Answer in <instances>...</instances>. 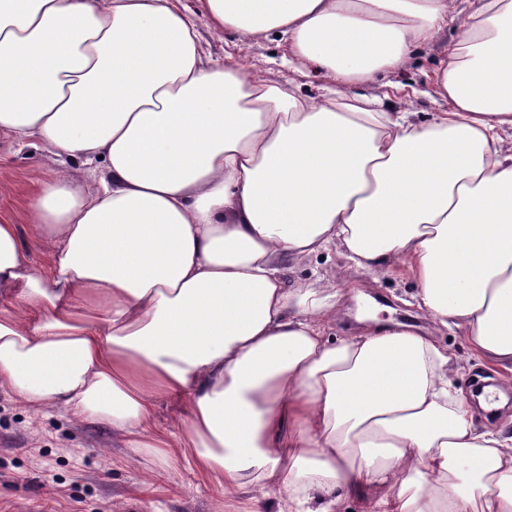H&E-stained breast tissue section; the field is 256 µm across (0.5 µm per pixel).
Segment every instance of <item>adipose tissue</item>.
Returning a JSON list of instances; mask_svg holds the SVG:
<instances>
[{"mask_svg":"<svg viewBox=\"0 0 512 512\" xmlns=\"http://www.w3.org/2000/svg\"><path fill=\"white\" fill-rule=\"evenodd\" d=\"M217 31L288 40L314 100L202 44L181 0H0V140L101 162L29 203L48 270L0 222V392L108 423L129 448L279 512H512V436L473 425L429 337L331 341L336 286L287 267L400 261L436 325L512 366V0H205ZM457 29L420 124L351 86ZM184 401L178 433L152 427ZM154 419L159 428L178 432L186 419L182 404L168 398L157 399L154 403Z\"/></svg>","mask_w":512,"mask_h":512,"instance_id":"1","label":"adipose tissue"}]
</instances>
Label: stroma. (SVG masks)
<instances>
[{"instance_id":"obj_1","label":"stroma","mask_w":512,"mask_h":512,"mask_svg":"<svg viewBox=\"0 0 512 512\" xmlns=\"http://www.w3.org/2000/svg\"><path fill=\"white\" fill-rule=\"evenodd\" d=\"M183 2L197 12L203 43L224 66H244L275 85L321 98L323 82L296 59L287 41H248L232 32L212 35L202 13L204 0ZM455 35L453 28L443 29L430 49L414 53L406 68L379 72L361 85V92L379 97L393 112L403 102H413L421 121L447 110V101L436 93L435 69ZM62 170L90 190L99 182L84 159L0 142V219L17 225L33 264L41 269L48 267L49 256L30 234L28 203ZM319 277L335 281L338 290V318L327 331L329 338L358 334L363 325L354 317L356 301L362 295L371 297L378 322L416 323L421 335L433 337L448 351V379L469 399L475 426L492 424L493 413L480 406L473 391L474 380L486 376V369L460 330L424 319L416 299L418 286L401 264L358 271L333 253L311 258L285 274L292 288ZM170 455L164 463L152 449L131 452L125 437L109 425L83 421L61 409L38 416L0 392V512H245L244 490L224 487L189 469L180 449H171Z\"/></svg>"}]
</instances>
